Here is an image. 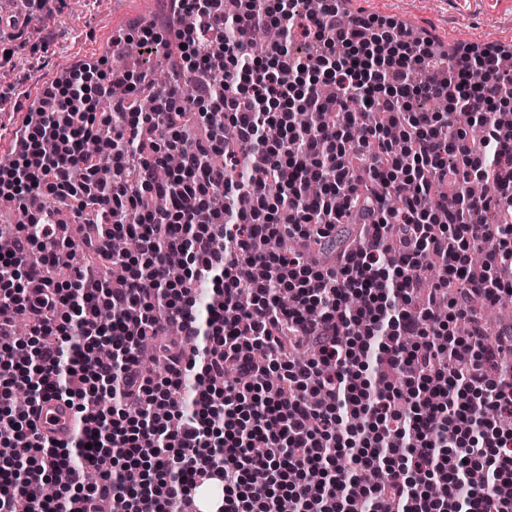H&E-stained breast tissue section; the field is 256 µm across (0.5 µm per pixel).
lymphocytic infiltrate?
<instances>
[{
    "label": "lymphocytic infiltrate",
    "instance_id": "lymphocytic-infiltrate-1",
    "mask_svg": "<svg viewBox=\"0 0 512 512\" xmlns=\"http://www.w3.org/2000/svg\"><path fill=\"white\" fill-rule=\"evenodd\" d=\"M187 14L194 26L181 25ZM273 26L280 41L250 57ZM118 38L147 57L176 48L180 80L146 112L137 101L145 70L105 56L75 66L44 84L0 161V204L60 198L87 229L82 249L108 257L113 237L136 244L118 287L86 271L59 283L47 272L68 239L52 213L30 209L28 223L0 225L9 239L0 306L15 314L0 320V512H106L114 499L122 512H187L210 481L222 490L217 512H279L285 499L294 512H512V374L499 368L512 336L487 344L477 317L480 304L512 295L501 275L512 225L468 221L490 206L512 215V130L497 108L512 101V55L470 48L438 79L427 39L371 17L341 19L336 0L316 13L293 0H167L160 21ZM472 70L483 86L468 83ZM323 83L353 122L371 103L391 113L406 150L392 153L376 126L353 140ZM420 98L447 101V113L415 107ZM299 111L315 113V125L298 126ZM451 113L481 126L479 148L452 128ZM89 140L98 152L85 150ZM172 152L181 167L158 180ZM216 153L223 165L211 164ZM104 157L108 184L96 178ZM77 167L89 188L72 184ZM487 174L493 196L468 194ZM364 178L382 196L360 194ZM156 196L164 210L145 207ZM388 196L400 207L386 208ZM352 222L376 230L337 264L292 246H324ZM270 237L283 240L279 252L253 251ZM483 239L492 246L476 276L469 254ZM174 253L185 258L178 272L166 262ZM433 257L442 260L435 275ZM203 280L213 292L205 307ZM461 280L467 294L452 295ZM281 292L292 306L278 303ZM441 299L448 317L439 321ZM172 322L179 336L163 347L157 384L139 352ZM101 345L110 359L84 361ZM191 371L195 394L176 399ZM30 385L33 401L52 394L92 411L94 428L61 444L40 439L10 403ZM61 469L67 488L43 498ZM90 470L101 480L88 486Z\"/></svg>",
    "mask_w": 512,
    "mask_h": 512
}]
</instances>
